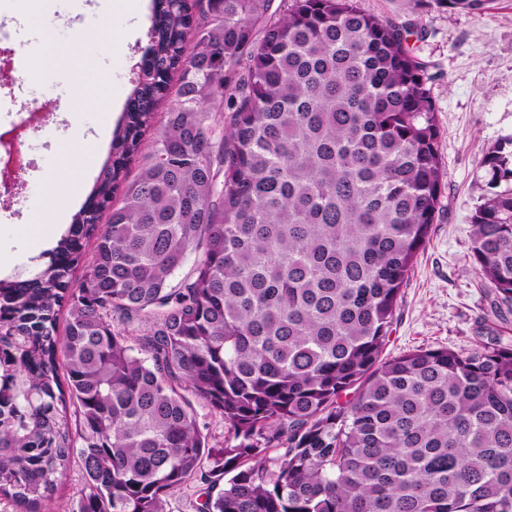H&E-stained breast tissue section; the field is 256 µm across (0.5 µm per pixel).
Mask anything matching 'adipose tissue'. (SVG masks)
<instances>
[{"label": "adipose tissue", "mask_w": 512, "mask_h": 512, "mask_svg": "<svg viewBox=\"0 0 512 512\" xmlns=\"http://www.w3.org/2000/svg\"><path fill=\"white\" fill-rule=\"evenodd\" d=\"M83 198L84 183L77 171L66 168L51 175L44 195L34 205L39 221L31 225L26 236L27 241L36 244L48 242L56 233L57 223L63 212Z\"/></svg>", "instance_id": "ef3b65f1"}]
</instances>
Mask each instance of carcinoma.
Wrapping results in <instances>:
<instances>
[{
    "mask_svg": "<svg viewBox=\"0 0 512 512\" xmlns=\"http://www.w3.org/2000/svg\"><path fill=\"white\" fill-rule=\"evenodd\" d=\"M414 28L358 0H154L88 203L0 280V495L39 512L76 457L78 512H167L196 478L203 512H512V347L384 355L447 177ZM480 165L473 265L511 307L512 152ZM115 314L151 328L130 345ZM196 419L200 430L208 436L209 444L214 452L224 448L225 440L228 438V425L219 416L211 413L202 401H194Z\"/></svg>",
    "mask_w": 512,
    "mask_h": 512,
    "instance_id": "carcinoma-1",
    "label": "carcinoma"
}]
</instances>
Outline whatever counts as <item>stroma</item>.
Masks as SVG:
<instances>
[{"mask_svg":"<svg viewBox=\"0 0 512 512\" xmlns=\"http://www.w3.org/2000/svg\"><path fill=\"white\" fill-rule=\"evenodd\" d=\"M151 5V0H45L37 11L27 0H5L0 6V13L15 21L13 42L33 57L41 55V34L48 29L59 47L70 45L75 30L65 22L69 16L88 30L108 25L114 35L93 43L86 58L62 56L40 81L0 88L1 130L18 123L27 107L50 113L48 124L28 141L32 166L19 196L0 207V248L11 254L9 277L32 268L26 227L36 219L33 205L48 175L89 164L70 143L97 135L106 121H121L147 44ZM362 5L375 15L410 18L421 27L422 38H410L409 46L435 75L439 148L448 171L436 222L402 291L386 353L397 356L418 347L467 351L490 332L512 342V313L495 315L493 296L482 286L470 254V217L489 178L479 161L512 143V0H494L480 15L418 6L414 0H362ZM86 69L93 73L90 94L96 102L80 108L71 91Z\"/></svg>","mask_w":512,"mask_h":512,"instance_id":"1","label":"stroma"}]
</instances>
